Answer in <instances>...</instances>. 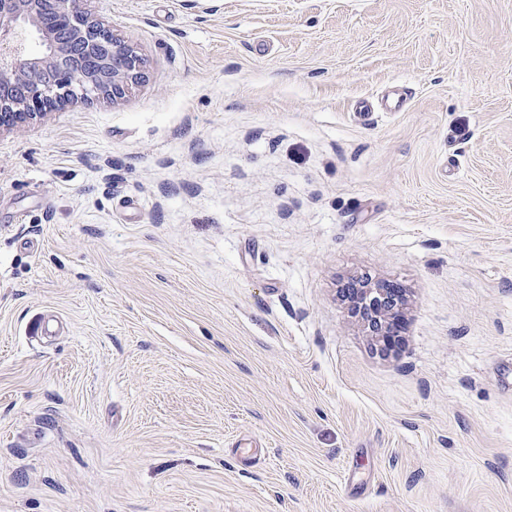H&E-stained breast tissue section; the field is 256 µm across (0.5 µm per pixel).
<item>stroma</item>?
Listing matches in <instances>:
<instances>
[{
	"label": "stroma",
	"mask_w": 512,
	"mask_h": 512,
	"mask_svg": "<svg viewBox=\"0 0 512 512\" xmlns=\"http://www.w3.org/2000/svg\"><path fill=\"white\" fill-rule=\"evenodd\" d=\"M86 7L146 77L0 132V512H512V0ZM351 314L368 336L385 351H396L405 329V288L393 281L376 283L351 280L341 289Z\"/></svg>",
	"instance_id": "1"
}]
</instances>
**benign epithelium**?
<instances>
[{"mask_svg": "<svg viewBox=\"0 0 512 512\" xmlns=\"http://www.w3.org/2000/svg\"><path fill=\"white\" fill-rule=\"evenodd\" d=\"M85 0H0V131L41 119L75 98L117 103L145 75L137 46L84 8ZM351 314L385 351L405 329V288L352 280Z\"/></svg>", "mask_w": 512, "mask_h": 512, "instance_id": "benign-epithelium-1", "label": "benign epithelium"}]
</instances>
